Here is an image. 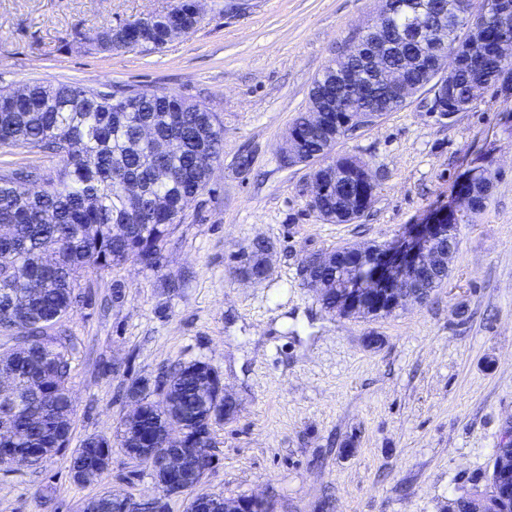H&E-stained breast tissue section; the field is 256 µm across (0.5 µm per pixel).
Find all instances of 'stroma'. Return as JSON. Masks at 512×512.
<instances>
[{"mask_svg":"<svg viewBox=\"0 0 512 512\" xmlns=\"http://www.w3.org/2000/svg\"><path fill=\"white\" fill-rule=\"evenodd\" d=\"M170 3L0 0V88L172 92L224 128L223 158L166 241L162 267L81 272L88 299L61 322L76 344L70 447L42 469L0 475V512H82L105 492L152 498V470L120 448L87 484L70 474L71 451L115 435L129 379L194 359L239 403L215 427L206 490L264 496L274 512H449L457 498L488 495L492 458L512 443V79L453 121L422 93L342 140L337 152L367 161L378 186L363 218L324 223L307 207L311 167H282L280 148L314 78L354 45L380 0H200L196 30L163 49L75 43ZM483 155L493 187L459 224L448 282L428 302L344 319L302 285L306 256L399 239L447 204ZM258 237L274 246L272 268L251 284L233 258Z\"/></svg>","mask_w":512,"mask_h":512,"instance_id":"stroma-1","label":"stroma"}]
</instances>
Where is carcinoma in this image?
I'll return each mask as SVG.
<instances>
[{"label":"carcinoma","instance_id":"obj_1","mask_svg":"<svg viewBox=\"0 0 512 512\" xmlns=\"http://www.w3.org/2000/svg\"><path fill=\"white\" fill-rule=\"evenodd\" d=\"M458 0H421L426 6L423 24L448 26L455 12L447 5ZM190 0H175L164 20L146 18L126 25L123 34L108 36L101 50H159L175 38V29L192 27ZM416 18L402 9L384 24L400 35ZM420 48L401 40L384 57V70H399L401 57ZM485 79L496 85L508 79L489 66L463 74L462 83ZM158 138L181 141V150L168 157L169 175L156 183L150 173L153 143L131 148L142 127ZM291 130L301 136L293 157L283 153L286 167L319 158L325 133L310 128L305 114ZM224 130L205 106L169 92H138L134 96L97 91L78 83L27 85L15 97L0 90V148H26L59 157L61 168L52 177L38 167L19 165L0 174V225L11 234L0 236V358L15 372L12 393L0 395V473L9 476L35 470L71 442L73 406L69 395L73 337L56 326L84 302L78 277L88 268L106 271L128 261L147 269L163 261V244L173 225L210 183L211 158L223 153ZM350 178L343 171L325 170L329 191L311 198L307 206L316 218L336 222V186ZM145 188L132 202L123 184ZM126 221L123 237L112 234L116 221ZM267 240L256 238L241 250L236 273L260 283L268 272L263 252ZM167 386V405L151 399L158 385ZM126 397L141 405L134 424L120 423L116 439L122 452L152 464L149 442L172 428L193 438L187 449L191 473L180 480L161 478L165 496L152 503L156 512H168L169 495L176 487L187 494L204 493L193 486L192 474L203 473L215 425L224 421V382L208 362H181L163 371L155 382L134 379ZM112 439L89 437L71 455L74 481L86 483L108 468ZM84 512H124L110 495L90 499Z\"/></svg>","mask_w":512,"mask_h":512}]
</instances>
